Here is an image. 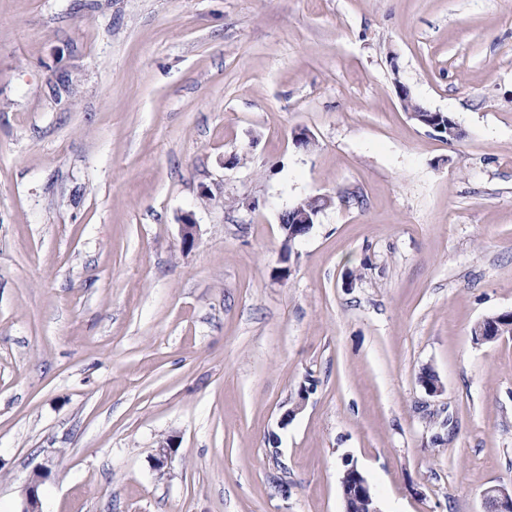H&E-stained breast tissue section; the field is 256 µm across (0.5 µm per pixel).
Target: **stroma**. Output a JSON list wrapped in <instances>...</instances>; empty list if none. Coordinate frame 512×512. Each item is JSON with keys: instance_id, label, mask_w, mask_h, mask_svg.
<instances>
[{"instance_id": "stroma-1", "label": "stroma", "mask_w": 512, "mask_h": 512, "mask_svg": "<svg viewBox=\"0 0 512 512\" xmlns=\"http://www.w3.org/2000/svg\"><path fill=\"white\" fill-rule=\"evenodd\" d=\"M505 312L512 0H0V512H483ZM400 97L403 102L404 108L408 112L410 118L415 120L420 125H423L424 127H427L433 131L441 130L442 126L445 131V127H447V125H448L447 118L454 119L448 113H441V112H437V111H434V112L428 111L427 113H423V112L415 111L411 106L412 98L410 96V93L407 90V88H405L404 86H400ZM441 114H442V116L440 117V121H441L442 126H439L437 123H438V118ZM447 134H448L449 138L452 140H458L461 138L462 131H461L459 125L457 124V122H454L453 124L448 125ZM311 202L317 204L311 206ZM333 204L329 196H314L297 202L288 210H284L279 215V226L281 232L288 227V233L282 241V256L288 250L292 251L295 241L305 237L312 224L316 223L318 215ZM290 224V227H289ZM52 465V456L46 455L43 462L36 466L32 479L28 482L24 492V507L21 512H43L40 497V486L49 475ZM342 494L345 502V512H368L366 505L375 503L374 495L365 476L355 467L351 466L344 470L341 477ZM351 499L362 501L364 505H351L348 502Z\"/></svg>"}]
</instances>
